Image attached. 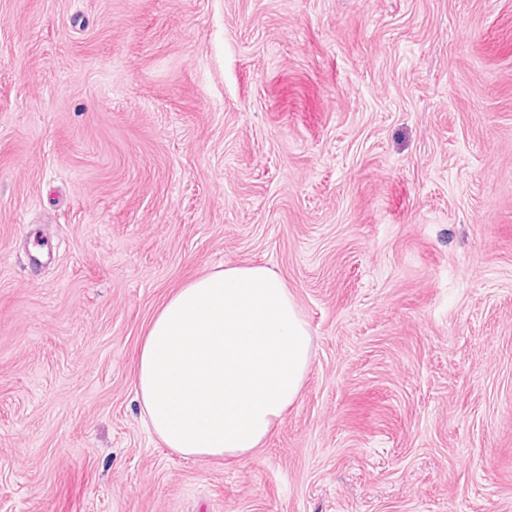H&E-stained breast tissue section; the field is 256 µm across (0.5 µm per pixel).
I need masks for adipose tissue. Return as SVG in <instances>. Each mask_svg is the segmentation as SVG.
<instances>
[{
    "label": "adipose tissue",
    "instance_id": "adipose-tissue-1",
    "mask_svg": "<svg viewBox=\"0 0 512 512\" xmlns=\"http://www.w3.org/2000/svg\"><path fill=\"white\" fill-rule=\"evenodd\" d=\"M312 337L286 282L251 263L219 267L164 300L134 387L159 441L187 459L262 447L299 397Z\"/></svg>",
    "mask_w": 512,
    "mask_h": 512
}]
</instances>
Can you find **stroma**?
<instances>
[{
    "label": "stroma",
    "mask_w": 512,
    "mask_h": 512,
    "mask_svg": "<svg viewBox=\"0 0 512 512\" xmlns=\"http://www.w3.org/2000/svg\"><path fill=\"white\" fill-rule=\"evenodd\" d=\"M242 262L313 360L186 459L138 349ZM0 512H512V0H0Z\"/></svg>",
    "instance_id": "35a3bbf8"
}]
</instances>
